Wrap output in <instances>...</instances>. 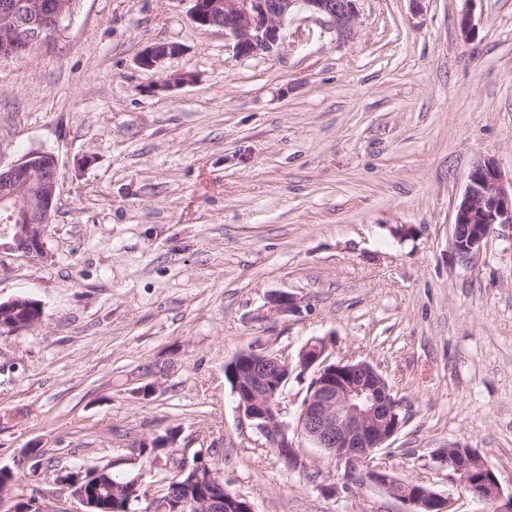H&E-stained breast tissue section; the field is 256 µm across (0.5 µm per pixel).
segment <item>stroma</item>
I'll return each mask as SVG.
<instances>
[{
  "mask_svg": "<svg viewBox=\"0 0 512 512\" xmlns=\"http://www.w3.org/2000/svg\"><path fill=\"white\" fill-rule=\"evenodd\" d=\"M463 8L357 0L353 41L299 13L279 51L238 58L182 0H80L53 47L0 63V165L48 151L63 173L49 259L0 224V302L43 312L0 335L17 493L71 510L56 475L78 462L152 484L132 448L173 428L178 461L215 463L254 512H403L325 493L343 464L303 441L288 470L238 412L228 361L258 342L294 363L315 338L401 400L378 463L483 512L436 458L460 443L512 493V230L469 263L451 244L475 164L512 176V0H475L466 41ZM159 40L180 54L140 68ZM272 293L297 312L263 317ZM22 302H26L29 306H32V307L37 308L38 310H40L41 318L32 321V320L28 319L26 314L18 315V316H16L13 319V327H12V329H17V330L28 329V328H32V327L36 326L37 324H39L41 322V319H42V309H41L40 305L38 304V302L35 301V300H32V299L23 300V299H20V298H14V299L5 301L3 303L0 302V310H1V305H2V309H6V310H9V309L14 307L15 310H14L13 314L16 315L18 313V311H19L18 305L20 303H22Z\"/></svg>",
  "mask_w": 512,
  "mask_h": 512,
  "instance_id": "1",
  "label": "stroma"
}]
</instances>
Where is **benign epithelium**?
I'll return each mask as SVG.
<instances>
[{
	"label": "benign epithelium",
	"mask_w": 512,
	"mask_h": 512,
	"mask_svg": "<svg viewBox=\"0 0 512 512\" xmlns=\"http://www.w3.org/2000/svg\"><path fill=\"white\" fill-rule=\"evenodd\" d=\"M189 20L201 30L220 29L231 41L238 57L276 51L283 40L288 19L306 11L326 19L337 38L349 41L355 35L356 0H181ZM73 12L67 5L51 2L26 4L9 12L4 24L21 32L26 47L48 46L62 35ZM181 51L172 42L146 46L138 65L147 70ZM58 158L45 151L26 154L19 161L0 167V204L9 202L13 225V248L45 260L47 230L60 187ZM452 247L459 258L478 257L496 227L512 229V180L503 178L497 166L478 162L472 169L461 201L455 206ZM297 310L287 294L267 298L261 317L286 315ZM328 346L321 340L308 342L299 355L301 372L313 371L312 383L301 404L295 432L282 420V398L291 375L287 358L272 355L255 345L232 360L230 377L237 408L262 435L268 447L286 467L304 464L295 437L309 440L328 458L345 467L341 486H325L331 495L373 487L399 500L404 512H449V498L416 482L399 478L390 469L374 463L375 455L401 429L398 410L402 404L391 396L386 379L369 363H330ZM437 459L457 476L460 486L491 512H512V495H504L499 481L482 456L472 448L450 445Z\"/></svg>",
	"instance_id": "7a95c632"
}]
</instances>
